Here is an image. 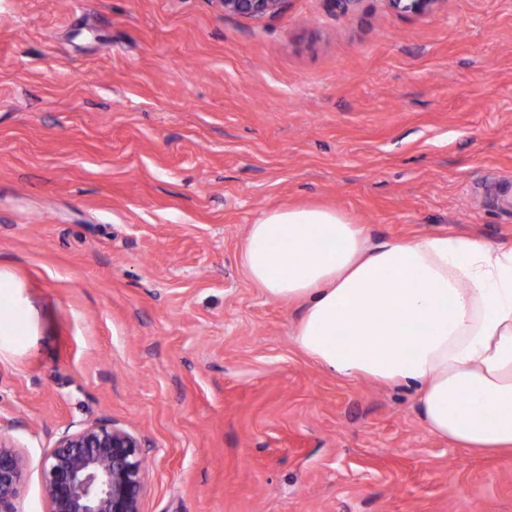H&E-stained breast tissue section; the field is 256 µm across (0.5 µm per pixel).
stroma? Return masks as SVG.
<instances>
[{
  "instance_id": "obj_1",
  "label": "stroma",
  "mask_w": 512,
  "mask_h": 512,
  "mask_svg": "<svg viewBox=\"0 0 512 512\" xmlns=\"http://www.w3.org/2000/svg\"><path fill=\"white\" fill-rule=\"evenodd\" d=\"M512 0H0V437L140 436L142 512H512V455L429 434L412 389L323 372L247 276L249 224L327 207L373 238L512 245ZM224 14L263 19L275 14L283 0H215ZM388 2L396 11L424 15L433 12L442 0H388ZM19 286L8 273L0 271V342L22 345L26 336L28 309L20 298Z\"/></svg>"
}]
</instances>
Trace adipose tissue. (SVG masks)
Masks as SVG:
<instances>
[{
  "label": "adipose tissue",
  "instance_id": "adipose-tissue-1",
  "mask_svg": "<svg viewBox=\"0 0 512 512\" xmlns=\"http://www.w3.org/2000/svg\"><path fill=\"white\" fill-rule=\"evenodd\" d=\"M242 262L270 298L303 302L294 343L327 374L412 387L430 434L512 452V247L373 242L337 210L288 206L249 226ZM27 322L0 271V342L20 343Z\"/></svg>",
  "mask_w": 512,
  "mask_h": 512
}]
</instances>
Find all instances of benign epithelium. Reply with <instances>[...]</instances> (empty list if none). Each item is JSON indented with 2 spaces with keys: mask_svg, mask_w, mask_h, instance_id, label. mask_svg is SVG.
Wrapping results in <instances>:
<instances>
[{
  "mask_svg": "<svg viewBox=\"0 0 512 512\" xmlns=\"http://www.w3.org/2000/svg\"><path fill=\"white\" fill-rule=\"evenodd\" d=\"M226 14L263 19L283 0H215ZM402 13L424 15L442 0H388ZM144 441L116 423L100 421L64 431L42 460L49 512H142L148 464ZM25 458L0 437V512H19Z\"/></svg>",
  "mask_w": 512,
  "mask_h": 512,
  "instance_id": "7a95c632",
  "label": "benign epithelium"
}]
</instances>
